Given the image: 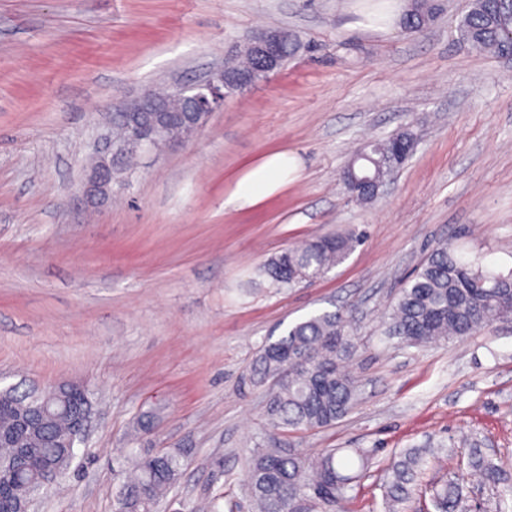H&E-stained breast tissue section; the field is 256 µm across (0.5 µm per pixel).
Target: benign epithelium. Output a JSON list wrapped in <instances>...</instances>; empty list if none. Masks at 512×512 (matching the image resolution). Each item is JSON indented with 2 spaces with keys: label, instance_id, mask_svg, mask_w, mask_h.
I'll return each instance as SVG.
<instances>
[{
  "label": "benign epithelium",
  "instance_id": "7a95c632",
  "mask_svg": "<svg viewBox=\"0 0 512 512\" xmlns=\"http://www.w3.org/2000/svg\"><path fill=\"white\" fill-rule=\"evenodd\" d=\"M285 34L278 30L261 31L251 36L246 46L260 68L270 74L278 69L283 53ZM249 82L247 77L224 73V68L214 69L209 78L196 85L172 87L170 103L154 104L150 90L133 101L122 103V134L112 137V131L102 136L103 146L96 151L90 166L85 169L83 195L91 203H103L112 192V167L128 155L159 150L173 142L191 138L224 102V95L236 91ZM347 190L371 189L378 195L384 180L371 177L364 170L356 177L343 172ZM92 414L84 412L73 422L70 439L79 444L88 435Z\"/></svg>",
  "mask_w": 512,
  "mask_h": 512
}]
</instances>
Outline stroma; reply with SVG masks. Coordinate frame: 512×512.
Returning <instances> with one entry per match:
<instances>
[{
  "instance_id": "35a3bbf8",
  "label": "stroma",
  "mask_w": 512,
  "mask_h": 512,
  "mask_svg": "<svg viewBox=\"0 0 512 512\" xmlns=\"http://www.w3.org/2000/svg\"><path fill=\"white\" fill-rule=\"evenodd\" d=\"M471 0H443L402 32L410 0H0V384L73 381L95 402L78 464L39 512H113L127 449L187 448L159 512H250L248 456L267 388L241 387L258 351L314 312L340 310L357 345L358 399L291 435L305 453L364 448L349 512H386L384 474L407 448L437 455L411 512L453 480L461 437L512 473V321L406 347L383 334L401 283L440 242L512 269V64L458 38ZM303 47L189 140L145 153L88 211L83 161L116 103L188 84L265 28ZM415 138L367 204L342 173L369 138ZM271 150L299 179L231 211L235 176ZM357 227L365 241L310 282L262 273L300 239ZM154 410L152 434L135 417Z\"/></svg>"
}]
</instances>
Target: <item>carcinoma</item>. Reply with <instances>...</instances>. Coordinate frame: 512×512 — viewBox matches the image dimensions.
I'll use <instances>...</instances> for the list:
<instances>
[{"instance_id":"carcinoma-1","label":"carcinoma","mask_w":512,"mask_h":512,"mask_svg":"<svg viewBox=\"0 0 512 512\" xmlns=\"http://www.w3.org/2000/svg\"><path fill=\"white\" fill-rule=\"evenodd\" d=\"M512 3L473 0L461 37L479 52L499 54L503 40L500 14H511ZM253 60L239 51L224 62V71L247 73ZM396 143L369 142L353 162L372 172L385 168ZM364 235L356 230L314 236L271 257L263 274L281 287L321 276L345 260ZM512 317V270L504 274L483 268L457 253L446 241L432 250L416 273L405 280L385 322L384 335L404 346L420 347L475 335L495 321ZM356 344L340 311H322L289 325L264 345L243 381H272L267 402L269 441L254 449L248 461L247 496L254 512H346L347 491L369 467L370 455L341 448H323L315 455L299 451L288 433L329 426L344 417L357 398V379L347 369ZM71 420V398L58 394L41 409L30 391L14 386L0 390V512H25L42 494V478L70 471L75 447L58 439ZM129 475L121 485L114 512H154L177 484L188 455L177 451L131 448ZM427 459L417 448L401 452L385 475L387 512H405ZM467 464L492 483L502 470L468 444ZM462 481L434 491L437 512H459Z\"/></svg>"}]
</instances>
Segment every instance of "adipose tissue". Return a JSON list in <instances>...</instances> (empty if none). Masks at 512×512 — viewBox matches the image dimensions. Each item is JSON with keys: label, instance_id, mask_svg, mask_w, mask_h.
Returning a JSON list of instances; mask_svg holds the SVG:
<instances>
[{"label": "adipose tissue", "instance_id": "adipose-tissue-1", "mask_svg": "<svg viewBox=\"0 0 512 512\" xmlns=\"http://www.w3.org/2000/svg\"><path fill=\"white\" fill-rule=\"evenodd\" d=\"M299 171L296 157L285 152L270 154L235 179L224 197V205L238 210L256 207L298 179Z\"/></svg>", "mask_w": 512, "mask_h": 512}]
</instances>
